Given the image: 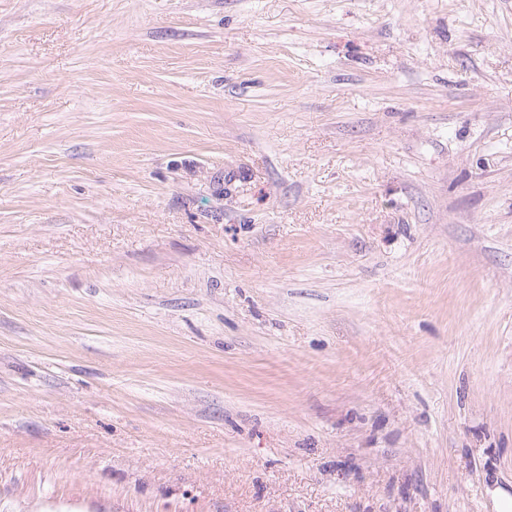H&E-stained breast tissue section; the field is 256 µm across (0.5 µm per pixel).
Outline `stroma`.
Listing matches in <instances>:
<instances>
[{
	"label": "stroma",
	"instance_id": "35a3bbf8",
	"mask_svg": "<svg viewBox=\"0 0 512 512\" xmlns=\"http://www.w3.org/2000/svg\"><path fill=\"white\" fill-rule=\"evenodd\" d=\"M512 0H0V512H498Z\"/></svg>",
	"mask_w": 512,
	"mask_h": 512
}]
</instances>
